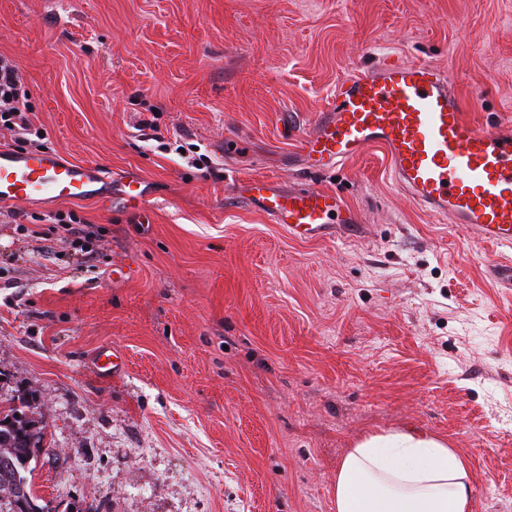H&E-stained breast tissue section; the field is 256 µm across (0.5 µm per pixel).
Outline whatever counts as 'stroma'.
<instances>
[{
    "label": "stroma",
    "mask_w": 512,
    "mask_h": 512,
    "mask_svg": "<svg viewBox=\"0 0 512 512\" xmlns=\"http://www.w3.org/2000/svg\"><path fill=\"white\" fill-rule=\"evenodd\" d=\"M0 56L49 146L153 203L0 222V402L38 393L39 497L336 512L348 449L410 426L468 460L472 512H512V294L483 274L512 247L417 209L380 148L316 175L298 153L338 81L387 56L449 73L475 124L512 115V0H0ZM259 177L339 194L352 229L289 238L239 197ZM56 210L93 225L94 258L40 253ZM103 346L127 364L108 381Z\"/></svg>",
    "instance_id": "stroma-1"
}]
</instances>
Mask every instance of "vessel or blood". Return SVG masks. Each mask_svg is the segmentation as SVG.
Segmentation results:
<instances>
[{
  "mask_svg": "<svg viewBox=\"0 0 512 512\" xmlns=\"http://www.w3.org/2000/svg\"><path fill=\"white\" fill-rule=\"evenodd\" d=\"M374 146L384 150L391 179L415 206L442 223L465 227L478 242L512 246L511 119L477 127L445 72L420 62L385 61L355 69L339 82L300 151L307 170L317 174ZM104 181L99 163L72 161L56 150L0 146L1 206L97 200L148 209L140 178H127L115 195L103 191ZM242 197L294 239H321L353 221L337 195L316 188L283 190L253 179ZM124 365L118 349L99 351L93 362L104 377Z\"/></svg>",
  "mask_w": 512,
  "mask_h": 512,
  "instance_id": "vessel-or-blood-1",
  "label": "vessel or blood"
}]
</instances>
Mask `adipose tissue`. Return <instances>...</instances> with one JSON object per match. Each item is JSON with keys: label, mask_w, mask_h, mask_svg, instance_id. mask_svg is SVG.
Here are the masks:
<instances>
[{"label": "adipose tissue", "mask_w": 512, "mask_h": 512, "mask_svg": "<svg viewBox=\"0 0 512 512\" xmlns=\"http://www.w3.org/2000/svg\"><path fill=\"white\" fill-rule=\"evenodd\" d=\"M471 473L447 442L409 427L361 438L336 471V512H470Z\"/></svg>", "instance_id": "ef3b65f1"}]
</instances>
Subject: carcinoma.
I'll use <instances>...</instances> for the list:
<instances>
[{
	"mask_svg": "<svg viewBox=\"0 0 512 512\" xmlns=\"http://www.w3.org/2000/svg\"><path fill=\"white\" fill-rule=\"evenodd\" d=\"M35 396L25 394L0 404V512H44L34 495L28 462L44 448L45 426L27 409Z\"/></svg>",
	"mask_w": 512,
	"mask_h": 512,
	"instance_id": "cac0c4a2",
	"label": "carcinoma"
}]
</instances>
